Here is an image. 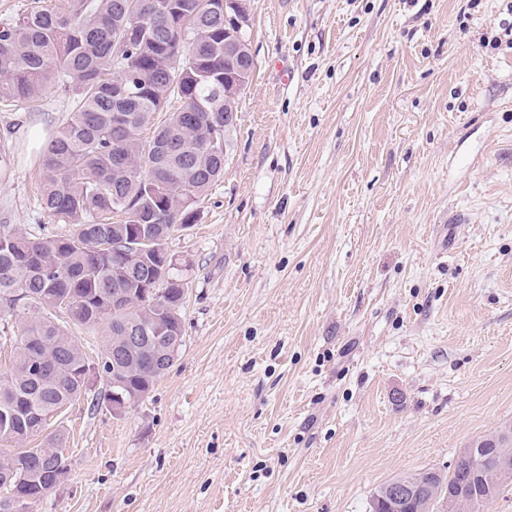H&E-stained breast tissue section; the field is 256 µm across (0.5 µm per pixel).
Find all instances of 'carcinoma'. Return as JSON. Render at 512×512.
<instances>
[{
	"mask_svg": "<svg viewBox=\"0 0 512 512\" xmlns=\"http://www.w3.org/2000/svg\"><path fill=\"white\" fill-rule=\"evenodd\" d=\"M182 71L172 86L175 71ZM224 4L222 0H30L19 18L0 23V99L34 102L51 87L72 88L75 107L41 154L40 207L67 235L30 237L19 228L0 235V313L17 308L21 292L41 316L26 324L0 372V410L16 404L40 409L74 403L86 355L50 313L76 324L104 327L99 364L109 390L123 384L128 406L153 390L173 360L149 352L128 356L112 370V345L124 328L146 335L184 336L186 283L172 272L158 284L155 301L133 293L138 276L162 270L158 250L172 233L197 219V204L224 176ZM196 113L194 122L170 111ZM170 112L161 124L154 114ZM151 130L145 140L142 132ZM130 244L126 270L112 264V247ZM120 298L112 303V297ZM40 362L45 374L29 375ZM48 458L64 447L55 433L25 420L0 426V479L22 475L28 446ZM471 448H512V426L473 440ZM468 467L403 475L414 496L404 512L452 496ZM497 495L512 472L491 465Z\"/></svg>",
	"mask_w": 512,
	"mask_h": 512,
	"instance_id": "obj_1",
	"label": "carcinoma"
}]
</instances>
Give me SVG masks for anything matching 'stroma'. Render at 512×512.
Masks as SVG:
<instances>
[{
	"instance_id": "obj_1",
	"label": "stroma",
	"mask_w": 512,
	"mask_h": 512,
	"mask_svg": "<svg viewBox=\"0 0 512 512\" xmlns=\"http://www.w3.org/2000/svg\"><path fill=\"white\" fill-rule=\"evenodd\" d=\"M512 0H252L224 176L168 241L185 342L122 416L51 421L34 512H369L512 424ZM71 90L0 101V224L40 208Z\"/></svg>"
}]
</instances>
